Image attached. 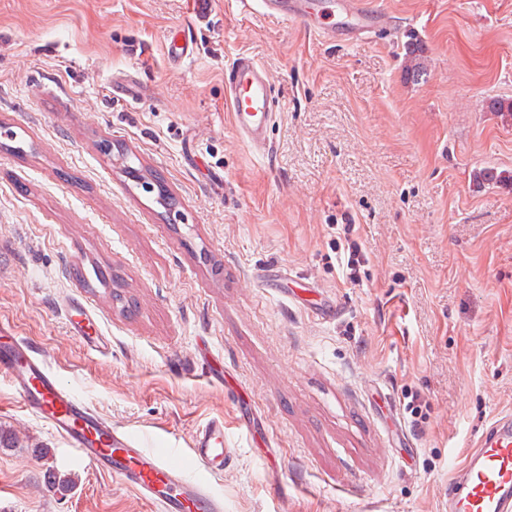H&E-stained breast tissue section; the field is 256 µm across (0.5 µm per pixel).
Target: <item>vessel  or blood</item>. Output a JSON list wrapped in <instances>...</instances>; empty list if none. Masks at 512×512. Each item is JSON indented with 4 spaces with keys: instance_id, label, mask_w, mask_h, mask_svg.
I'll use <instances>...</instances> for the list:
<instances>
[{
    "instance_id": "b4317fda",
    "label": "vessel or blood",
    "mask_w": 512,
    "mask_h": 512,
    "mask_svg": "<svg viewBox=\"0 0 512 512\" xmlns=\"http://www.w3.org/2000/svg\"><path fill=\"white\" fill-rule=\"evenodd\" d=\"M242 10L260 7L268 16L309 24L305 0H240ZM351 21L350 38L384 27V12L367 0H343ZM234 125L256 149H264L275 115L268 73L248 53L238 54L224 72ZM72 329L91 352L106 348L90 318L72 321ZM0 373L21 396L26 411L44 422L71 448L74 459L111 476L137 492L157 512H224V501L209 488L207 476L223 474L229 451L224 422L199 426L191 455L202 471L188 475L169 459L167 450L148 447L133 433L113 424L71 392L25 339L0 327ZM448 512H512V414L497 416L482 430L466 463L448 484Z\"/></svg>"
}]
</instances>
